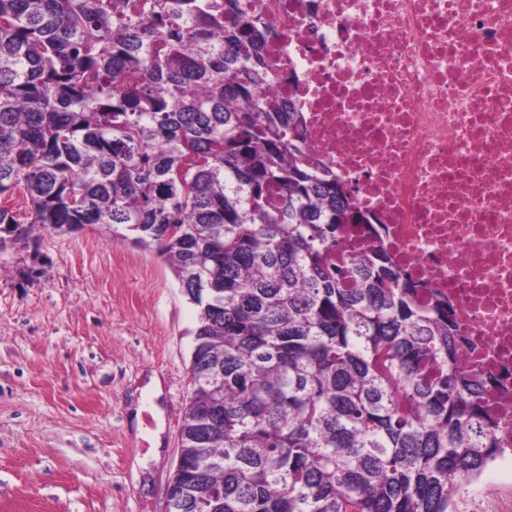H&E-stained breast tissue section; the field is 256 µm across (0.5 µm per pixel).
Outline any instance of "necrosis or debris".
Instances as JSON below:
<instances>
[{"label":"necrosis or debris","mask_w":512,"mask_h":512,"mask_svg":"<svg viewBox=\"0 0 512 512\" xmlns=\"http://www.w3.org/2000/svg\"><path fill=\"white\" fill-rule=\"evenodd\" d=\"M276 33L264 94L305 116L311 164L330 167L383 245L450 301L512 488V0H244Z\"/></svg>","instance_id":"necrosis-or-debris-1"}]
</instances>
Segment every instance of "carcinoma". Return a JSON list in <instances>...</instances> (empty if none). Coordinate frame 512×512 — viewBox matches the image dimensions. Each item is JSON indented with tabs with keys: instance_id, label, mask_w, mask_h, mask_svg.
Here are the masks:
<instances>
[{
	"instance_id": "1",
	"label": "carcinoma",
	"mask_w": 512,
	"mask_h": 512,
	"mask_svg": "<svg viewBox=\"0 0 512 512\" xmlns=\"http://www.w3.org/2000/svg\"><path fill=\"white\" fill-rule=\"evenodd\" d=\"M271 36L241 0H0V243L122 225L199 307L174 512H453L498 381L384 247L339 258L380 228L258 95Z\"/></svg>"
}]
</instances>
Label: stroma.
Returning <instances> with one entry per match:
<instances>
[{"instance_id": "obj_1", "label": "stroma", "mask_w": 512, "mask_h": 512, "mask_svg": "<svg viewBox=\"0 0 512 512\" xmlns=\"http://www.w3.org/2000/svg\"><path fill=\"white\" fill-rule=\"evenodd\" d=\"M196 320L155 247L111 226L0 248V512H165Z\"/></svg>"}]
</instances>
